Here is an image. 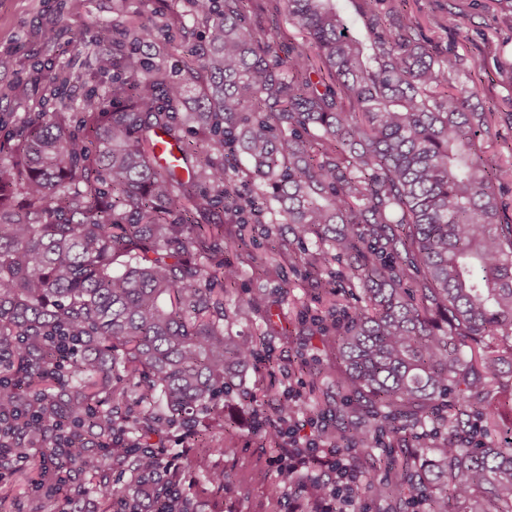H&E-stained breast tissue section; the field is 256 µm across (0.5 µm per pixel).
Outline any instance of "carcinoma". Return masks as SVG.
Masks as SVG:
<instances>
[{
  "mask_svg": "<svg viewBox=\"0 0 512 512\" xmlns=\"http://www.w3.org/2000/svg\"><path fill=\"white\" fill-rule=\"evenodd\" d=\"M201 18L208 47L170 78L138 50L171 29L164 13L134 12L97 71L112 75V109L96 90L81 111L0 113V408L15 411L0 469L40 448L55 459V491L76 507L95 481L101 512L155 503L187 510L169 475L145 481L143 454L165 447V424L192 425L254 366L261 340L230 331L224 293L239 271L224 252L245 250L249 224L268 218L271 250L314 237L309 264L329 293L362 286L363 304L313 319L336 348L346 421L334 438L361 453L388 487L415 491L428 512H512V440L471 446L476 414L512 407V217L501 170L483 157L497 135L475 82L454 85L463 58L444 55L408 16V0H364L366 45L348 34L338 0H275L302 41L248 18L249 0H181ZM61 67L42 102L63 101ZM199 108L182 109L190 89ZM178 156L158 155V135ZM246 160L258 182L237 188ZM231 214L233 231L213 222ZM140 410H122L128 384ZM72 427L64 457L37 413ZM129 445L112 451L118 430ZM414 442L394 452L403 432ZM130 472L112 490V467Z\"/></svg>",
  "mask_w": 512,
  "mask_h": 512,
  "instance_id": "cac0c4a2",
  "label": "carcinoma"
}]
</instances>
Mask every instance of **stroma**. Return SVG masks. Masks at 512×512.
Here are the masks:
<instances>
[{
  "label": "stroma",
  "instance_id": "obj_1",
  "mask_svg": "<svg viewBox=\"0 0 512 512\" xmlns=\"http://www.w3.org/2000/svg\"><path fill=\"white\" fill-rule=\"evenodd\" d=\"M451 3L462 12L460 23L467 39L448 31L446 8ZM131 10L128 0H0V58L9 61L8 67H0V86L22 81L29 88L28 98L1 99L0 112L40 111V81L59 65L73 76L67 96L70 111H79L90 88L111 97V79L97 74L96 59L111 50ZM409 14L440 52L463 57L460 81L471 78L481 88L476 107L512 101V12L500 10L495 0H410ZM318 249L312 238L297 245L284 260L260 248L257 262L246 265L237 254L224 255L225 261L242 267L235 288L224 300L227 307L239 309L232 330L264 337L265 352L276 360L277 373L271 380L265 371L250 370L238 382L233 404L242 422L236 432L228 434L219 428L223 405L206 412V419L217 427L215 440L224 444V454L197 447L179 430L167 441L170 454L183 453L198 461L183 489L194 512H300L301 504L308 501L298 479L272 466L270 448L256 435L255 418L272 416V401L292 392L305 415L321 420L320 431L306 427L301 436L325 445L332 441L336 358L298 316L301 307H319L321 276L306 262ZM256 298L264 300L266 312L245 308V301ZM213 470L223 471V486L209 483ZM4 492L9 499L0 512H61L63 508L57 498L35 495L20 488L16 476L0 473V494Z\"/></svg>",
  "mask_w": 512,
  "mask_h": 512
}]
</instances>
